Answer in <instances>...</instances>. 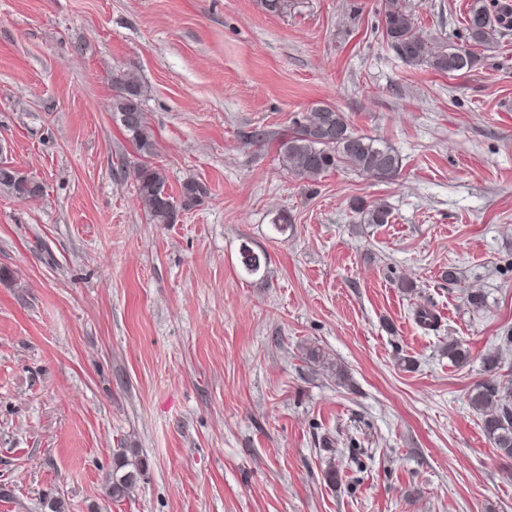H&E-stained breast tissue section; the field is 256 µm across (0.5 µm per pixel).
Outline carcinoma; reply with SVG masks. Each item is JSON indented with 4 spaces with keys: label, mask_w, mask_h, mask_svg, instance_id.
Masks as SVG:
<instances>
[{
    "label": "carcinoma",
    "mask_w": 512,
    "mask_h": 512,
    "mask_svg": "<svg viewBox=\"0 0 512 512\" xmlns=\"http://www.w3.org/2000/svg\"><path fill=\"white\" fill-rule=\"evenodd\" d=\"M383 34L399 59L408 66H426L452 74L474 68L480 57L478 46L491 45L512 30V5L470 0L465 17V41L448 43L424 38L417 30V18L411 0H383ZM116 94L112 98V114L142 158L154 155V143L143 112L144 86L134 71H123L113 77ZM282 166L290 173L310 182L325 174L346 169L362 175L392 179L401 168V161L390 147L376 139L350 129L347 117L337 108L320 105L312 108L297 124L294 132L280 144ZM142 207L152 224H174L182 211H188L205 199L207 187L190 179L180 186L178 196L168 193L167 176L158 166L138 162L132 171ZM0 188L23 201L43 196L42 182L8 167H0ZM369 224H386L390 219L388 206L373 202L356 207ZM241 264L249 274L260 270V256L247 245L240 249ZM512 348V329L499 337L498 348L481 357L486 378L468 393L470 406L479 414L481 424L496 451L512 458V378L503 379L502 350ZM448 358L464 367L471 361V352L457 341L448 342ZM130 465L128 458L117 459L112 471L110 495L124 497L137 482L140 466L123 475L118 470Z\"/></svg>",
    "instance_id": "1"
}]
</instances>
